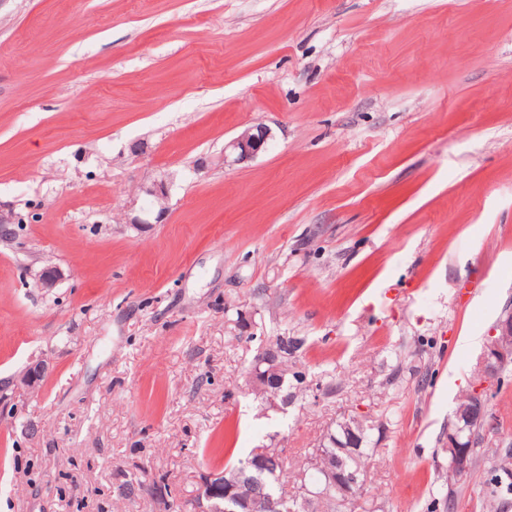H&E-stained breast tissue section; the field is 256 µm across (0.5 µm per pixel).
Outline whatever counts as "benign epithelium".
Returning a JSON list of instances; mask_svg holds the SVG:
<instances>
[{"instance_id": "7a95c632", "label": "benign epithelium", "mask_w": 512, "mask_h": 512, "mask_svg": "<svg viewBox=\"0 0 512 512\" xmlns=\"http://www.w3.org/2000/svg\"><path fill=\"white\" fill-rule=\"evenodd\" d=\"M270 131L267 127L254 125L234 138L225 149L224 162L241 164L253 159L268 144ZM61 279V272L55 266L41 269L37 281L43 288H52ZM283 354L278 349L268 351L263 360L251 371L252 385L260 388L267 395V404L273 408L288 405L290 396L283 392L285 382L281 371ZM512 363V312L502 316L489 336L486 351L480 362V372L488 377L499 374ZM49 366L41 361L28 366L14 379L17 385L33 389L45 377ZM489 397L483 384L474 386L466 394V402L454 410V422L448 429V479L458 482L464 479L473 465L471 438L474 428L484 424ZM356 419L352 414H345L336 421L335 429L328 432L320 442L319 449L310 458V469L316 481L304 488V503L310 504L315 499L331 492L341 498L347 506L363 491L366 476L358 471L345 472L337 464L336 451L349 453L359 448L361 441L352 429L351 422ZM342 438L336 437V432ZM269 451L265 448L255 450L247 465L239 470H215L208 472L202 480L198 492L200 512H281L282 500L266 491L261 476L269 471ZM248 482L252 492L247 497L238 494L242 482Z\"/></svg>"}]
</instances>
